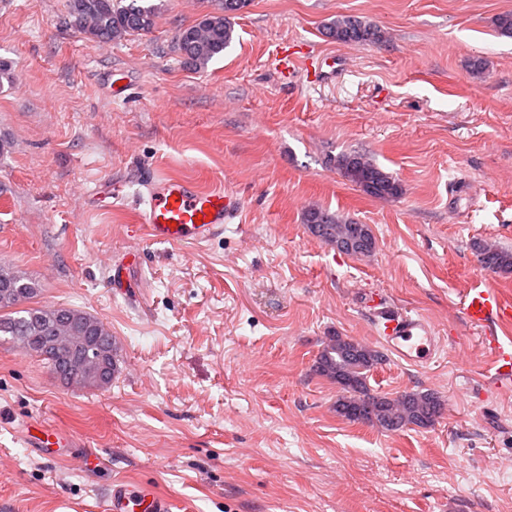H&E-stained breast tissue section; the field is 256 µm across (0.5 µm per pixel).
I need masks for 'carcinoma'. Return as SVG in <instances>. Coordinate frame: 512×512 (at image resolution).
Masks as SVG:
<instances>
[{"instance_id":"cac0c4a2","label":"carcinoma","mask_w":512,"mask_h":512,"mask_svg":"<svg viewBox=\"0 0 512 512\" xmlns=\"http://www.w3.org/2000/svg\"><path fill=\"white\" fill-rule=\"evenodd\" d=\"M75 28L99 41L112 42L132 34L152 31L161 6L150 0H68ZM238 10L218 0L214 11L179 29L176 40L180 54L197 69H202L224 52L234 39L233 18ZM328 36L340 43L375 44L381 30L357 16H341L326 27ZM336 168L366 194L395 198L402 193L400 183L376 163L357 152L336 157ZM304 223L310 233L338 251L368 256L375 249V238L367 224L319 207L309 208ZM474 248L479 262L497 274L512 273V250L492 242L477 241ZM36 284L22 272L0 266V336L8 337L16 347L34 354L50 368L58 363L72 367L75 383L95 389L110 385L89 368V357L109 352L96 342L98 333L111 335L96 317L81 309L69 308L72 327L58 321L60 309L30 306L37 296ZM383 355L370 347L342 336H333L315 361L314 372L336 383L340 395L336 414L353 423L376 426L389 432L410 426L432 425L441 414L442 404L431 392L411 391L396 397L372 392L369 373L382 364Z\"/></svg>"}]
</instances>
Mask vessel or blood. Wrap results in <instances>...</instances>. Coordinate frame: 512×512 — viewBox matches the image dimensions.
<instances>
[{"label": "vessel or blood", "mask_w": 512, "mask_h": 512, "mask_svg": "<svg viewBox=\"0 0 512 512\" xmlns=\"http://www.w3.org/2000/svg\"><path fill=\"white\" fill-rule=\"evenodd\" d=\"M148 197L133 236L144 235L159 243H203L222 233L233 223L244 204L233 190L211 191L196 183L176 177H152L146 184ZM370 311L379 313L380 343L398 358L409 363L431 360L438 346L430 322L419 315L386 312L382 298L371 293L366 301ZM466 321L475 328L489 323H512V304L503 302L494 288H470L463 298ZM483 345L492 356L497 380L512 384V342H500L498 336L484 337ZM26 438L36 448H65L69 442L52 428L33 423L26 428ZM173 504L155 491L124 484L113 485L104 502V512H172Z\"/></svg>", "instance_id": "1"}]
</instances>
